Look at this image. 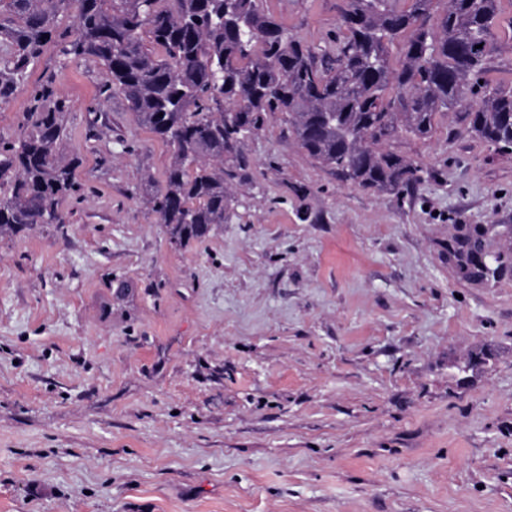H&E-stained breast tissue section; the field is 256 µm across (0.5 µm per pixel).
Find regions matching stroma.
I'll list each match as a JSON object with an SVG mask.
<instances>
[{
  "label": "stroma",
  "instance_id": "stroma-1",
  "mask_svg": "<svg viewBox=\"0 0 512 512\" xmlns=\"http://www.w3.org/2000/svg\"><path fill=\"white\" fill-rule=\"evenodd\" d=\"M342 0H262L307 45ZM487 78L512 87V0ZM69 105L67 234L0 238V512H512V151L441 116L390 150L404 198L340 181L270 114L221 229L175 248L143 201L167 146L93 60L46 46L0 99Z\"/></svg>",
  "mask_w": 512,
  "mask_h": 512
}]
</instances>
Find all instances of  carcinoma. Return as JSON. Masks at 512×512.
I'll list each match as a JSON object with an SVG mask.
<instances>
[{
  "label": "carcinoma",
  "mask_w": 512,
  "mask_h": 512,
  "mask_svg": "<svg viewBox=\"0 0 512 512\" xmlns=\"http://www.w3.org/2000/svg\"><path fill=\"white\" fill-rule=\"evenodd\" d=\"M501 3L345 0L342 38L316 51L261 0H0V94L49 44L67 61L98 62L105 87L169 149L165 179L146 204L181 246L223 226L229 185L246 167L244 141L274 112L313 161L378 193L411 191L424 174L383 146L431 135L439 115L462 106L468 133L511 150L512 88L485 81ZM71 8L65 35L56 19ZM53 96L38 86L20 132L0 136V237L36 224L67 232L60 202L80 196L79 160L59 154L65 102ZM480 250L461 245L463 276L479 270Z\"/></svg>",
  "instance_id": "1"
}]
</instances>
